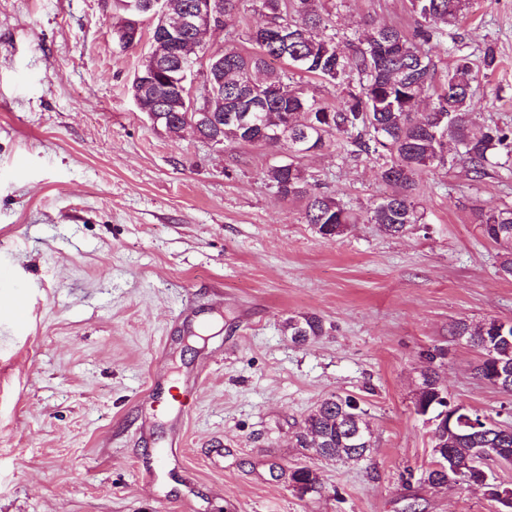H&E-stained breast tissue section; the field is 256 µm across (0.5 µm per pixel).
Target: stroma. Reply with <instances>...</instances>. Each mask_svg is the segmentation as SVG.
Here are the masks:
<instances>
[{"label": "stroma", "instance_id": "obj_1", "mask_svg": "<svg viewBox=\"0 0 512 512\" xmlns=\"http://www.w3.org/2000/svg\"><path fill=\"white\" fill-rule=\"evenodd\" d=\"M351 49L366 22L413 30L407 0H315ZM118 0H0V512H499L482 489L435 486L434 425L414 409L428 350L451 403L512 424V396L478 379L460 318L512 320V280L474 213L512 205V170L418 177L425 221L367 223L374 164L303 156L314 190L358 221L332 239L267 177L286 154L211 147L153 128L131 94L150 36L125 50ZM241 0L205 47L247 52L262 21ZM497 66L476 93L512 125V0H469L428 44L437 81L453 45ZM24 304L25 319L16 321ZM319 316L324 336L282 324ZM356 398L374 446L309 458L295 435L325 397ZM317 470L302 497L289 473ZM284 332L292 342L304 345L325 335L323 321L316 315L289 316L283 323Z\"/></svg>", "mask_w": 512, "mask_h": 512}]
</instances>
